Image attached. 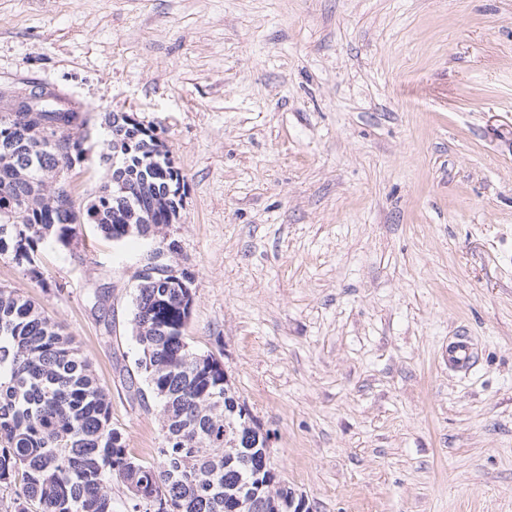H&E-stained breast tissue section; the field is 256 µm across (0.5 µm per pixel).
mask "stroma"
Wrapping results in <instances>:
<instances>
[{"label":"stroma","instance_id":"1","mask_svg":"<svg viewBox=\"0 0 512 512\" xmlns=\"http://www.w3.org/2000/svg\"><path fill=\"white\" fill-rule=\"evenodd\" d=\"M31 85L168 149L185 335L313 512H512V0H0V91ZM153 247L85 225L42 245L43 286L0 259L145 462L159 408L128 386ZM462 332L465 377L444 360ZM477 348L471 336L459 334L448 342V368L467 373L477 362Z\"/></svg>","mask_w":512,"mask_h":512}]
</instances>
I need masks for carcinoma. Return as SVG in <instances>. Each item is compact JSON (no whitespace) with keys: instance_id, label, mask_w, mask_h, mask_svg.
I'll return each instance as SVG.
<instances>
[{"instance_id":"carcinoma-1","label":"carcinoma","mask_w":512,"mask_h":512,"mask_svg":"<svg viewBox=\"0 0 512 512\" xmlns=\"http://www.w3.org/2000/svg\"><path fill=\"white\" fill-rule=\"evenodd\" d=\"M50 133L94 125L89 111L42 112ZM99 156L107 166L86 200L60 206L72 158L43 129L0 112V259L45 283L40 245H70L86 224L121 242L155 237L177 215L181 174L152 134L119 115ZM130 183L118 192L117 181ZM142 267L133 332L136 360L162 416L156 461L131 456L112 428V406L71 337L35 300L0 287V492L8 512H112V480L130 493V512H289L293 489L266 485L264 438L245 427V404L224 384V364L197 353L184 336L192 275Z\"/></svg>"}]
</instances>
